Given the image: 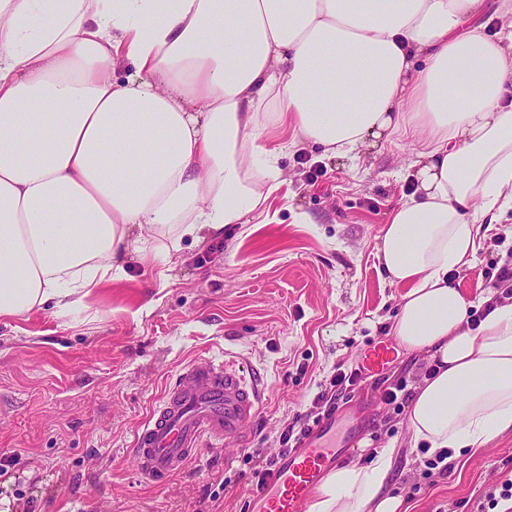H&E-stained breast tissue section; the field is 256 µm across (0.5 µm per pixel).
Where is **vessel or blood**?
<instances>
[{
    "label": "vessel or blood",
    "instance_id": "obj_1",
    "mask_svg": "<svg viewBox=\"0 0 512 512\" xmlns=\"http://www.w3.org/2000/svg\"><path fill=\"white\" fill-rule=\"evenodd\" d=\"M394 349L381 342L365 352V371L378 373ZM260 393L233 361L199 359L179 373L141 431L132 450L139 474L165 483L195 456L204 441L242 445L254 420ZM336 417L324 416L299 447L281 459L266 483L253 491L251 512H308L309 497L335 467Z\"/></svg>",
    "mask_w": 512,
    "mask_h": 512
}]
</instances>
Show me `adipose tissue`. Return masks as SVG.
I'll use <instances>...</instances> for the list:
<instances>
[{
    "instance_id": "obj_1",
    "label": "adipose tissue",
    "mask_w": 512,
    "mask_h": 512,
    "mask_svg": "<svg viewBox=\"0 0 512 512\" xmlns=\"http://www.w3.org/2000/svg\"><path fill=\"white\" fill-rule=\"evenodd\" d=\"M483 6L0 0V322L68 315L124 278L126 255L269 223L284 179L266 135L356 157L416 133L417 187L377 255L403 290L391 333L432 367L406 420L433 454L489 446L512 430V304L471 325L451 278L512 211V30L486 35ZM396 452L331 470L309 512H408L387 490Z\"/></svg>"
}]
</instances>
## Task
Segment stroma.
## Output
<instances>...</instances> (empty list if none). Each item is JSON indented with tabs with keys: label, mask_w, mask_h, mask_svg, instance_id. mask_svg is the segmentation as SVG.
Returning a JSON list of instances; mask_svg holds the SVG:
<instances>
[{
	"label": "stroma",
	"mask_w": 512,
	"mask_h": 512,
	"mask_svg": "<svg viewBox=\"0 0 512 512\" xmlns=\"http://www.w3.org/2000/svg\"><path fill=\"white\" fill-rule=\"evenodd\" d=\"M419 142L392 137L358 158L286 151L287 182L269 202L271 223L232 224L177 256L127 264L86 308L0 322V512H249L261 449L279 458L282 430L307 411L336 370L389 339L401 289L376 258L383 224L412 190ZM318 180H310L311 166ZM512 261V237L485 239L458 281L484 296L491 269ZM230 359L254 376L260 409L240 448L203 443L182 472L155 486L137 472L135 434L163 392L196 358ZM426 355L398 352L381 377L340 399L336 445L344 463L400 447L388 490L409 512H502L488 496L512 479V432L462 453L445 475L426 471L404 414L381 400L377 381L420 383Z\"/></svg>",
	"instance_id": "stroma-1"
}]
</instances>
